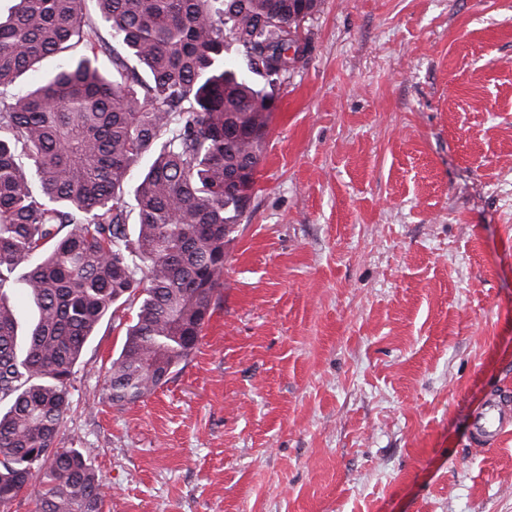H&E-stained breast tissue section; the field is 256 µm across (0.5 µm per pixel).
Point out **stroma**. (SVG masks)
Here are the masks:
<instances>
[{
    "label": "stroma",
    "instance_id": "35a3bbf8",
    "mask_svg": "<svg viewBox=\"0 0 512 512\" xmlns=\"http://www.w3.org/2000/svg\"><path fill=\"white\" fill-rule=\"evenodd\" d=\"M185 363L112 404L105 318L57 445L102 512H512V0H322ZM509 406L499 395H492L486 400L475 425L478 435L488 445L496 443L498 437L512 426V414Z\"/></svg>",
    "mask_w": 512,
    "mask_h": 512
}]
</instances>
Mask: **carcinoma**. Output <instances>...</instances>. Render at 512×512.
Returning a JSON list of instances; mask_svg holds the SVG:
<instances>
[{"mask_svg":"<svg viewBox=\"0 0 512 512\" xmlns=\"http://www.w3.org/2000/svg\"><path fill=\"white\" fill-rule=\"evenodd\" d=\"M0 10V506L101 512L89 455L56 448L71 377L108 314L138 303L104 394L134 403L186 361L224 286V243L249 204L273 96L226 66L235 45L267 85L320 0H9ZM112 59L109 79L98 55ZM62 57L29 89L16 79ZM137 221L129 228L126 195ZM37 317L19 339L7 290Z\"/></svg>","mask_w":512,"mask_h":512,"instance_id":"carcinoma-1","label":"carcinoma"}]
</instances>
